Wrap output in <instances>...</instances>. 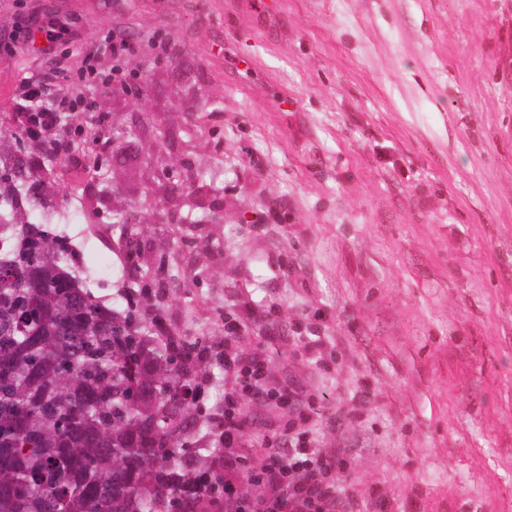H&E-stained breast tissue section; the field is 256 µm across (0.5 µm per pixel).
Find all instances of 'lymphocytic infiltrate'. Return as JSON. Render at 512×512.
<instances>
[{"mask_svg": "<svg viewBox=\"0 0 512 512\" xmlns=\"http://www.w3.org/2000/svg\"><path fill=\"white\" fill-rule=\"evenodd\" d=\"M131 48L130 41L117 32H107L98 48L89 50L84 60L81 78L89 84L127 87L135 83L133 74L124 70L121 61ZM112 56L111 73L98 68V56ZM245 323L236 313L224 317V369L234 381L224 392V404L213 414L218 443L231 446L240 439L247 420L241 408L243 399H257L294 406L295 417L268 439L260 463L254 468L253 479L262 484L267 494L253 500L236 489V478L245 462L244 456L216 459L214 467L224 474L221 485L203 487L210 506L225 505L229 512H357L358 498L334 482L331 474L347 465L349 449L325 452L301 425L307 418L306 408L300 407L297 394L270 380L263 361L255 355L232 357L234 340Z\"/></svg>", "mask_w": 512, "mask_h": 512, "instance_id": "obj_1", "label": "lymphocytic infiltrate"}]
</instances>
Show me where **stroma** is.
<instances>
[{
	"label": "stroma",
	"mask_w": 512,
	"mask_h": 512,
	"mask_svg": "<svg viewBox=\"0 0 512 512\" xmlns=\"http://www.w3.org/2000/svg\"><path fill=\"white\" fill-rule=\"evenodd\" d=\"M31 14L62 23L54 53L16 40ZM112 29L154 125L227 199L219 223L147 219L134 287L167 328L220 345L248 312L237 352L321 405L307 427L355 449L336 481L361 512H512V0H0V126L28 81L95 101L55 166L94 149L98 115L139 112L73 80ZM149 179L86 166L67 186L105 213ZM243 410L257 450L290 413Z\"/></svg>",
	"instance_id": "1"
}]
</instances>
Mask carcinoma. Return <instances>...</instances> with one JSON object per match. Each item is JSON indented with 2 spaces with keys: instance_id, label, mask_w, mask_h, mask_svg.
<instances>
[{
  "instance_id": "cac0c4a2",
  "label": "carcinoma",
  "mask_w": 512,
  "mask_h": 512,
  "mask_svg": "<svg viewBox=\"0 0 512 512\" xmlns=\"http://www.w3.org/2000/svg\"><path fill=\"white\" fill-rule=\"evenodd\" d=\"M34 123L19 113L0 154V512H211L198 343L157 332L127 278L94 288L57 191H32L55 176L25 147ZM121 237L136 271L138 237Z\"/></svg>"
}]
</instances>
